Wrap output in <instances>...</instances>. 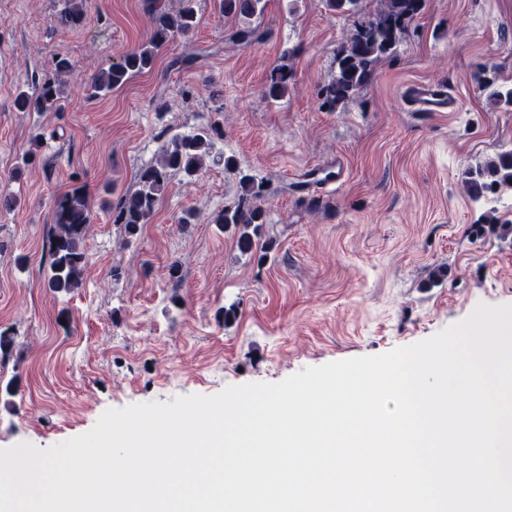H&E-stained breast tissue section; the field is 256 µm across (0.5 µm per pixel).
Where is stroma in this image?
I'll return each mask as SVG.
<instances>
[{"label": "stroma", "instance_id": "35a3bbf8", "mask_svg": "<svg viewBox=\"0 0 512 512\" xmlns=\"http://www.w3.org/2000/svg\"><path fill=\"white\" fill-rule=\"evenodd\" d=\"M191 40L167 43L153 68L107 95L91 75L150 38L144 0H87L61 24L65 0H0V450L40 449L89 432L109 409L228 386L278 382L311 366L376 356L464 320L478 303L512 304V191L474 199L471 168L512 148V110L484 88L512 87V0H424L393 54L336 111L322 90L353 19L323 0H266L259 38L231 41L239 23L219 0H196ZM194 53V63L179 59ZM74 69L60 112H21L19 92ZM288 65L284 98L264 100ZM416 82L446 86L455 112H411ZM224 107V136L194 179L170 178L149 224L124 243L118 200L158 159L161 135L188 134ZM263 180L267 260L241 254L211 223L239 186L224 157ZM342 165L337 183L303 172ZM84 187L94 204L81 288L45 285L56 195ZM197 220L178 223L186 211ZM182 265L172 284L171 262ZM444 266L442 284L431 272ZM120 278H113V269ZM236 308L226 322L222 312ZM13 383L15 394L3 387ZM293 74L288 65L282 64L276 66L269 77L265 90V97L270 101L279 100L288 92V86L292 80Z\"/></svg>", "mask_w": 512, "mask_h": 512}]
</instances>
